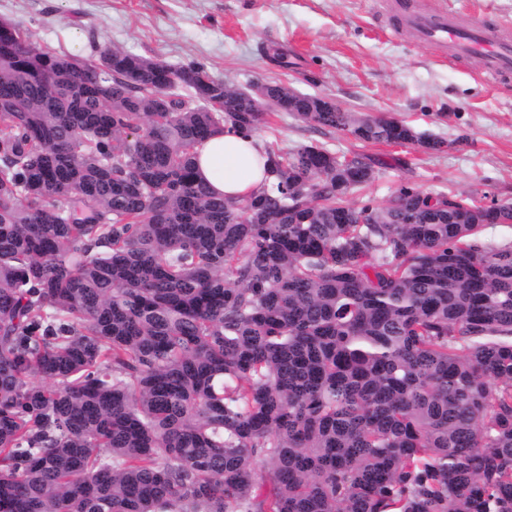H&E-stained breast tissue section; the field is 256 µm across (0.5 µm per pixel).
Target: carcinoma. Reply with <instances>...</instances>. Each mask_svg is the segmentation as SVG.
<instances>
[{
  "instance_id": "1",
  "label": "carcinoma",
  "mask_w": 512,
  "mask_h": 512,
  "mask_svg": "<svg viewBox=\"0 0 512 512\" xmlns=\"http://www.w3.org/2000/svg\"><path fill=\"white\" fill-rule=\"evenodd\" d=\"M0 512H512V205L268 150L212 195L195 150L263 113L200 63L0 27ZM224 103L214 112L211 103ZM362 142H444L333 105ZM39 377L44 383L37 384Z\"/></svg>"
}]
</instances>
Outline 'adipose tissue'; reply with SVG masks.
<instances>
[{
	"instance_id": "1",
	"label": "adipose tissue",
	"mask_w": 512,
	"mask_h": 512,
	"mask_svg": "<svg viewBox=\"0 0 512 512\" xmlns=\"http://www.w3.org/2000/svg\"><path fill=\"white\" fill-rule=\"evenodd\" d=\"M197 152V178L215 195L243 196L263 183L267 147L258 136L228 128L210 137Z\"/></svg>"
}]
</instances>
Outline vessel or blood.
<instances>
[{"label": "vessel or blood", "instance_id": "vessel-or-blood-1", "mask_svg": "<svg viewBox=\"0 0 512 512\" xmlns=\"http://www.w3.org/2000/svg\"><path fill=\"white\" fill-rule=\"evenodd\" d=\"M400 19L419 43L445 49L449 60L477 58L489 73L512 72V40L491 37L480 20L462 22L440 10L425 14L404 10Z\"/></svg>", "mask_w": 512, "mask_h": 512}]
</instances>
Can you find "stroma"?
<instances>
[{"instance_id": "1", "label": "stroma", "mask_w": 512, "mask_h": 512, "mask_svg": "<svg viewBox=\"0 0 512 512\" xmlns=\"http://www.w3.org/2000/svg\"><path fill=\"white\" fill-rule=\"evenodd\" d=\"M415 4L512 32V0ZM0 20L22 24L38 48L59 54L82 59L111 47L173 68L196 61L236 89L283 82L444 142L439 152L365 143L267 114L258 134L271 149L317 144L371 160L378 176L353 204L384 205L404 185L512 203V77L487 75L476 59L443 60L389 24L381 0H0Z\"/></svg>"}]
</instances>
